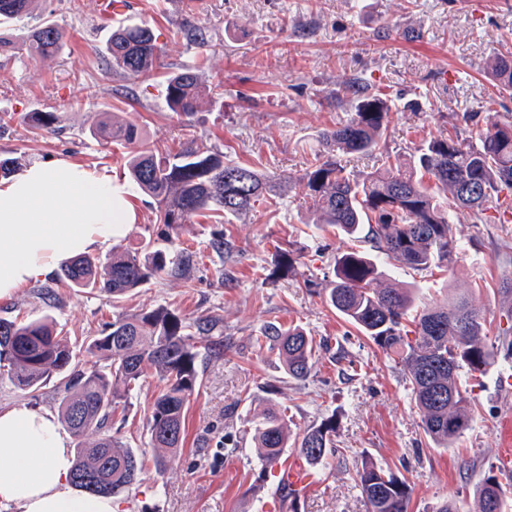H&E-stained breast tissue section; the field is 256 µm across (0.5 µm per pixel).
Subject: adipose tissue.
<instances>
[{
  "instance_id": "adipose-tissue-1",
  "label": "adipose tissue",
  "mask_w": 512,
  "mask_h": 512,
  "mask_svg": "<svg viewBox=\"0 0 512 512\" xmlns=\"http://www.w3.org/2000/svg\"><path fill=\"white\" fill-rule=\"evenodd\" d=\"M124 185L66 160L0 182V300L50 277L57 263L111 245L135 219ZM74 459L51 412L0 408V507L7 512H122L70 480Z\"/></svg>"
}]
</instances>
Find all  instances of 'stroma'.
I'll use <instances>...</instances> for the list:
<instances>
[{"label": "stroma", "instance_id": "stroma-1", "mask_svg": "<svg viewBox=\"0 0 512 512\" xmlns=\"http://www.w3.org/2000/svg\"><path fill=\"white\" fill-rule=\"evenodd\" d=\"M45 13L67 33L61 52L46 59L23 50L0 57V158L26 168L62 157L122 180L126 148L90 133L110 112L138 126L158 150L193 140L253 166L272 183L271 203L231 223L198 217L178 229L176 247L193 254L186 275L164 276L117 303L51 279L0 300L9 317L51 314L77 347L126 312L166 306L190 320L216 319L224 354L202 365L184 447L163 474L146 467L124 496L127 512H367L355 482L365 457L407 481L409 512H432L450 498L459 512H474L477 486L500 464L499 422L512 406L502 381L512 377V358L498 360L473 387L464 436L450 448L434 445L399 367L324 303V274L351 242L336 228L309 224L299 178L321 150L323 132L354 118L339 91L356 78L394 101L384 146L402 158L429 134L448 130L449 114L512 118V96L485 75L488 58L512 46V0H133L121 20L154 29L165 50L163 72L192 70L202 84L224 86L223 98L203 101L181 118L166 108L163 73L137 81L113 75L105 52L112 28L97 23L94 0H44L15 24V33L37 26ZM187 20L204 33L206 47L188 39ZM30 112L55 113V134L35 130ZM128 192L136 221L119 246H164L149 197L133 185ZM505 208L490 200L487 224L455 213L452 231L468 249L453 272L394 269L396 286L417 287L424 303L448 292L472 294L489 331H496L498 288L512 278V223L494 221ZM219 233L226 242L220 253L211 246ZM292 242L303 249V265L294 276L269 278ZM308 279L313 287H305ZM274 321L297 323L322 343L318 366L305 380L288 378L274 355L255 351L253 336ZM156 392V379L147 378L126 410L120 434L133 447L148 440L145 417ZM271 404L287 408L294 432L331 415L338 420L337 454L292 506L242 433L245 412Z\"/></svg>", "mask_w": 512, "mask_h": 512}]
</instances>
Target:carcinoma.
Listing matches in <instances>:
<instances>
[{
	"mask_svg": "<svg viewBox=\"0 0 512 512\" xmlns=\"http://www.w3.org/2000/svg\"><path fill=\"white\" fill-rule=\"evenodd\" d=\"M35 2L0 0V26L27 16ZM65 44V31L48 18L17 40L0 35L3 53L25 50L45 58ZM106 52L112 70L127 80L149 77L163 66L164 50L152 28L143 24L113 29ZM487 72L501 90L511 93L512 51L496 54ZM340 93L356 102L355 118L323 133L324 152L314 154L300 177L320 223L360 243L336 256L323 287L325 302L401 367L425 435L447 448L469 428V387L496 363L500 352L512 353V326L500 329L492 342L484 335L485 317L468 299L450 294L442 304L420 306L414 289L383 288L381 279L388 265L446 271L457 262L466 246L451 230L450 212L468 210L475 221L485 223L489 200L505 191L512 194V120L465 114L471 141L440 132L427 138L409 162L387 160L383 170L357 179L334 154H376L390 123L392 102L355 80ZM214 95L191 71L165 78L166 105L178 117L192 115L200 100ZM27 118L38 130L54 131L52 112H31ZM90 134L130 148L128 175L153 200L154 223L169 236L196 216L220 224L266 201L269 183L255 168L226 163L223 152L194 140L163 154L135 125L117 124L107 116ZM301 258L302 249L288 243L280 272L295 274ZM190 260L182 250L114 249L103 259H72L60 266L56 278L118 302L189 266ZM215 330L216 323L207 317L188 322L166 307L120 314L87 343L85 353L96 363L84 370L52 316L0 318V374L31 399L58 380L59 417L74 440L72 483L91 494L117 497L141 480L146 451L112 433L113 415L130 404L146 378L157 379L160 388L146 427L154 470L162 473L170 455L184 445L187 406L200 386V364L224 353V337ZM254 343L260 352L276 353L284 373L296 380L310 376L321 349L296 324L269 323ZM243 423L265 469L279 462L288 448L312 469L338 452L333 417L295 435L273 406L245 416ZM91 431L97 439L87 442ZM356 476L368 512H409L411 488L405 480L370 459L362 460ZM506 485H512V471L484 476L476 490L477 512H505Z\"/></svg>",
	"mask_w": 512,
	"mask_h": 512,
	"instance_id": "cac0c4a2",
	"label": "carcinoma"
}]
</instances>
